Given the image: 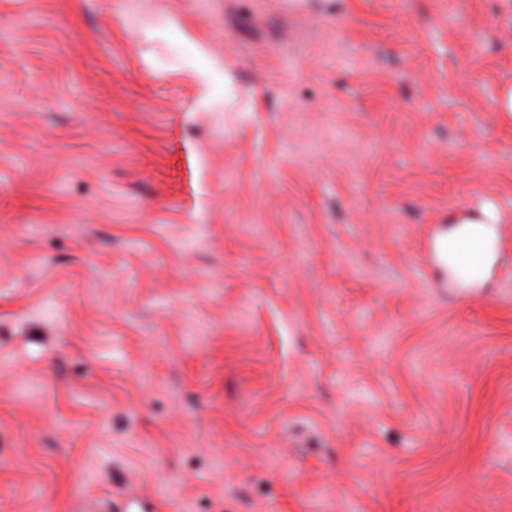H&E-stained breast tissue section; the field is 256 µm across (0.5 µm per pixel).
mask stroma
<instances>
[{"instance_id":"35a3bbf8","label":"stroma","mask_w":512,"mask_h":512,"mask_svg":"<svg viewBox=\"0 0 512 512\" xmlns=\"http://www.w3.org/2000/svg\"><path fill=\"white\" fill-rule=\"evenodd\" d=\"M507 85L512 0H0V512H512ZM467 242V251L460 252L456 242H452L450 240L444 241L440 244L435 257H440L441 259L448 261L449 264L456 266V257H448V254H454L457 258H461L459 255L460 253L466 260H472L475 262H481L485 255L484 261L479 269L484 271L486 266L493 261L496 256L498 246L495 237L490 242L481 230L474 229L471 231V235L468 237Z\"/></svg>"}]
</instances>
